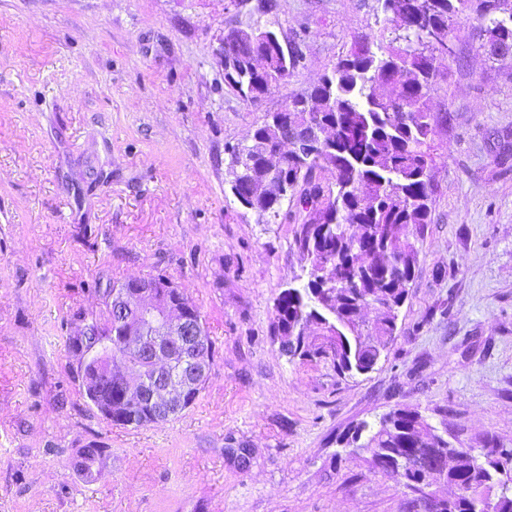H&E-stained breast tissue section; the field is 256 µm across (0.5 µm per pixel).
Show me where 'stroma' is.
Returning <instances> with one entry per match:
<instances>
[{"label": "stroma", "mask_w": 512, "mask_h": 512, "mask_svg": "<svg viewBox=\"0 0 512 512\" xmlns=\"http://www.w3.org/2000/svg\"><path fill=\"white\" fill-rule=\"evenodd\" d=\"M374 0H0V512H407L341 447L398 407L463 445L512 447V60L460 28L408 297L370 373L289 360L275 298L306 279L296 225L234 203L229 151L310 88ZM276 22L303 55L258 104L224 84L231 26ZM166 275L215 356L196 401L141 428L85 397L67 347L106 288ZM106 451L85 483L79 449Z\"/></svg>", "instance_id": "1"}]
</instances>
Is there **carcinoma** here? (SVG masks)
<instances>
[{"label":"carcinoma","mask_w":512,"mask_h":512,"mask_svg":"<svg viewBox=\"0 0 512 512\" xmlns=\"http://www.w3.org/2000/svg\"><path fill=\"white\" fill-rule=\"evenodd\" d=\"M376 2L379 31L355 37L331 71L256 126L246 152L230 153L226 179L242 208L300 225L295 242L311 275L275 299L273 335L284 346L288 336L301 337L291 358L325 361L343 375L366 374L384 357L414 277L416 242L432 223L434 134L442 121L429 108L438 90L434 38L452 41L466 22L483 44L506 47L498 59H512L509 0ZM255 55L265 59L261 70L249 67ZM302 60L276 33L254 43L245 28L224 31V82L245 102L284 86ZM290 138L313 142L314 152L282 151L272 167L270 155ZM371 306L379 317L369 324ZM103 335L116 369L96 383V361L79 368L78 378L91 380L82 386L86 397L117 425L154 423L155 405L126 394L127 373L148 382L155 370L131 348L126 326L105 320ZM339 443L361 449L373 471L405 489L416 476L409 456L420 448L427 457L444 454L443 483L459 488L450 512H482L487 500L496 512H512V448L493 435L479 448L456 446L420 412L399 408L353 425ZM104 459L100 448L78 453L76 463L95 471Z\"/></svg>","instance_id":"1"}]
</instances>
